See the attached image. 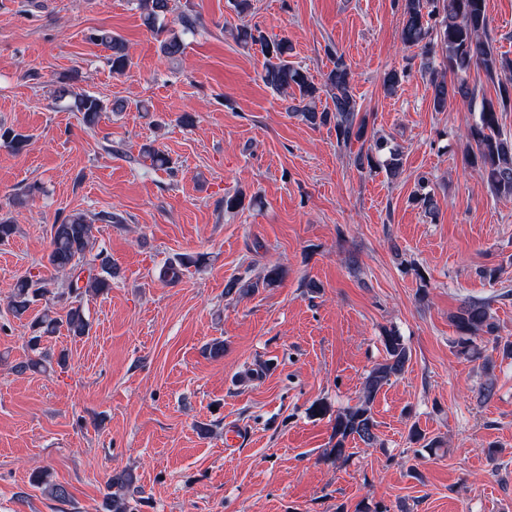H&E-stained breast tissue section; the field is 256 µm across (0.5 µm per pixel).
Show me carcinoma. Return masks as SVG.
<instances>
[{
  "label": "carcinoma",
  "instance_id": "1",
  "mask_svg": "<svg viewBox=\"0 0 512 512\" xmlns=\"http://www.w3.org/2000/svg\"><path fill=\"white\" fill-rule=\"evenodd\" d=\"M234 11L244 22L232 31L234 41L243 48L260 47L264 57L260 74L262 82L283 95H299L291 110L301 113L306 122L313 126L333 127L336 144L347 148L353 142L365 140L366 117L359 114L352 90L351 71L343 57L332 47L327 54L335 57L334 67L325 75L324 87L332 105L319 109L315 103L318 87L309 79L306 72L288 61L291 46L285 38H270L256 24L245 21L253 10V0H231ZM142 24L161 37L162 54L175 60L184 51L183 36L195 28L196 19L190 14L179 18L181 29L166 28L161 23L170 12V0H139ZM92 39L111 51L108 57L112 72L119 74L129 64L125 41L109 30H98ZM400 39L404 46L420 51V67L429 76L433 108L443 112L448 108V100L460 97L472 99L475 89L471 88L464 75L473 66H479L489 78L501 71L512 70V60L498 55L489 34L486 0H405ZM441 46L445 52L448 71L456 76V81L448 83L446 77L438 74L434 67L433 48ZM56 97L70 98L72 108L81 113L83 124L93 129L98 125L100 114L106 110L121 112L125 105L115 101L106 105L100 98L62 83L55 90ZM29 136L12 128L0 126V144L19 154L28 145ZM388 154L385 168L396 173L402 167L400 153L388 146V142L377 139L366 152L355 158L358 170H374L380 166V156ZM141 156L156 169L171 170V160L154 144L143 146ZM467 159L493 193L498 196H512V138L504 137L500 130L496 105L491 100L482 101L479 119L467 129ZM427 178L419 180L420 192L415 202L428 215L437 213V201L431 192L425 191ZM95 236L93 224L81 212H72L60 222L51 225L50 250L46 254L44 267L66 277L67 295L71 299L65 317L58 318L46 309L31 323L33 335L28 340L35 357L16 366V370H38L48 361L42 351L43 338L51 337L60 328H66L68 335L86 336L90 323L85 316L82 299L89 293H102L112 285V260L104 250L93 252ZM192 263L189 257H182L169 263L162 271V277L169 282L178 281L183 269ZM53 279L26 272L13 284L8 300V309L13 317L21 319L41 299L51 293ZM455 328V347L459 354H475V340L486 335V342L492 350L500 351L504 357H512V340L497 334V326L490 314V305L484 301H466L450 317ZM386 352L382 363L368 374L362 401L355 407L336 412L333 424V448L326 456L339 460L345 457L348 439H357L370 446L376 440L377 422L372 408L380 390L389 383L391 377L403 373L410 361V351L400 336L387 332L383 336ZM33 481L44 486V492L57 501L68 499L67 489L48 480V475L40 472ZM131 477L123 472L113 474L108 480L110 493L106 497L107 512H130Z\"/></svg>",
  "mask_w": 512,
  "mask_h": 512
}]
</instances>
